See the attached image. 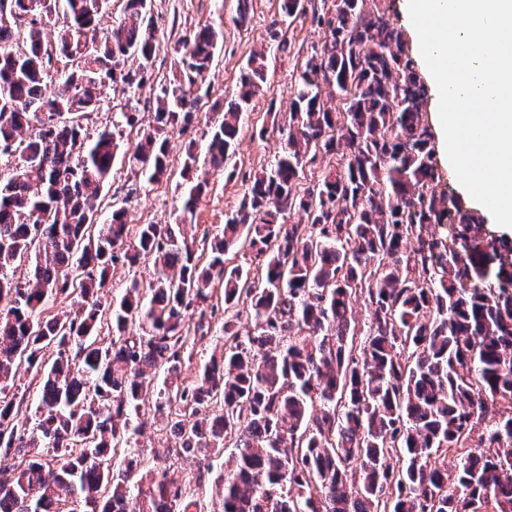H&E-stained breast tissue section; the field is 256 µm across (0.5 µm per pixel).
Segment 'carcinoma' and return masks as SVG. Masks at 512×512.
Returning a JSON list of instances; mask_svg holds the SVG:
<instances>
[{
	"label": "carcinoma",
	"mask_w": 512,
	"mask_h": 512,
	"mask_svg": "<svg viewBox=\"0 0 512 512\" xmlns=\"http://www.w3.org/2000/svg\"><path fill=\"white\" fill-rule=\"evenodd\" d=\"M123 2L99 41L110 0H10L23 25L0 23V154L11 160L0 180V454L21 458L0 466V512H193L175 472L139 478L145 462L130 440L148 401L177 454L198 459L197 484L232 449L217 512H512V241L433 191L427 90L402 33L365 0H281L284 15L310 13L324 30L295 77L282 152L242 175L244 197L220 232L185 224L204 178L179 219L141 225L126 248L125 211L98 224L96 201L121 128L138 115L121 113L92 142L82 134L106 82L135 90L151 77L148 0ZM58 4L67 25L47 43ZM218 42L208 25L175 44L153 125L127 154L138 181L167 175L162 134L196 119ZM59 58L75 67L51 91ZM267 68L265 53L250 56L237 99L211 127L212 170L234 175L241 117ZM320 150L336 163L304 187L299 173ZM293 212L305 223H288ZM435 224L448 235L430 234ZM234 249L259 272L227 267ZM143 257L152 280L126 289L105 344L101 290L116 264ZM216 281L224 351L186 384L181 366L219 311ZM58 296L72 310L41 317ZM240 305L254 322L244 336ZM23 367L46 369L24 430L23 401L6 393Z\"/></svg>",
	"instance_id": "carcinoma-1"
}]
</instances>
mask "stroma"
<instances>
[{
	"label": "stroma",
	"mask_w": 512,
	"mask_h": 512,
	"mask_svg": "<svg viewBox=\"0 0 512 512\" xmlns=\"http://www.w3.org/2000/svg\"><path fill=\"white\" fill-rule=\"evenodd\" d=\"M151 14L156 33V55L152 77L136 94L124 93L121 86L109 85L103 90L100 107L84 123L87 140H95L105 130L111 129L115 115L121 110L135 108L139 121L124 127L122 148L135 145L151 121L156 106L155 90L159 82L168 80L174 69L173 46L180 37L210 25L220 33V41L213 66L208 74L209 92L197 104V118L190 126L167 127L164 136L168 141V159L171 167L169 179L158 183H142L132 200H125V187L130 181V171L123 160H115L112 176L99 195L101 213L111 208L125 207L126 222L130 231H137L143 224H168L181 212V200L188 184L180 176L185 147L194 144L198 153H205L207 133L216 119L214 101L229 103L237 92L240 73L248 58L257 51L266 52L269 59L267 84L243 114L239 145L234 160L239 176L209 174L208 188L200 198L193 222L199 229L217 232L225 217L236 210L243 198L246 185L240 175L249 170L269 166L280 152L283 142L278 126L284 121L294 97L295 74L306 59L312 46L320 45L324 34L310 18L284 17L280 0H251L248 20L239 25L234 21L237 0H150ZM366 10L379 14L404 35V49L413 58L419 73L427 68L420 53L415 29L407 13L405 0H366ZM280 30L290 43L287 51L277 50L270 40L271 30ZM439 99L429 93L424 106L425 118L432 133L435 166L440 174L437 191L460 197L465 208L478 209L477 201L464 195L453 169L448 165L445 145L437 121ZM151 260L138 265L116 266L101 298L105 310H112L131 281L147 283L152 277ZM145 463L150 467L174 466L185 478H193L197 470L195 459L174 453L172 435L162 423H147L144 433L137 438Z\"/></svg>",
	"instance_id": "stroma-1"
}]
</instances>
